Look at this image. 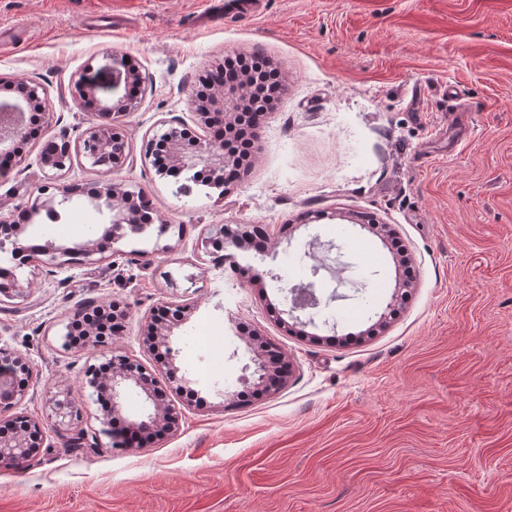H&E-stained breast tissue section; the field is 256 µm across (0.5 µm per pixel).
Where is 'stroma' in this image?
Listing matches in <instances>:
<instances>
[{
	"mask_svg": "<svg viewBox=\"0 0 512 512\" xmlns=\"http://www.w3.org/2000/svg\"><path fill=\"white\" fill-rule=\"evenodd\" d=\"M0 0V27L23 32L0 79H33L56 120L0 178V216L48 181L45 144L77 136L94 113L77 75L107 81L112 57L146 83L119 118L129 155L115 177L144 190L153 221L104 240L108 216L85 196L104 176L85 158L64 179L80 197L46 228L59 243L98 240L100 258L58 269L0 266L31 282L0 300V348L29 364L19 413L46 440L0 467V512H512V0ZM257 53L285 76L249 173L228 194L179 190L143 157L144 141L182 120L201 74L225 54ZM414 283L385 310L402 275ZM264 225L273 253L201 247L205 229ZM315 281L314 322L289 316L290 288ZM118 301L128 318L107 347H66L78 308ZM191 305L175 329L177 374L203 399L172 393L176 432L116 448L85 373L119 353L167 382L142 335L162 304ZM213 322L214 348L195 326ZM289 366L274 395L224 401L249 361L242 329ZM68 391L80 421L48 403Z\"/></svg>",
	"mask_w": 512,
	"mask_h": 512,
	"instance_id": "obj_1",
	"label": "stroma"
}]
</instances>
